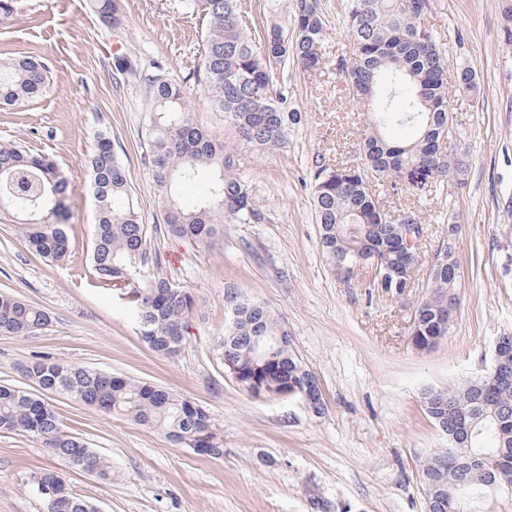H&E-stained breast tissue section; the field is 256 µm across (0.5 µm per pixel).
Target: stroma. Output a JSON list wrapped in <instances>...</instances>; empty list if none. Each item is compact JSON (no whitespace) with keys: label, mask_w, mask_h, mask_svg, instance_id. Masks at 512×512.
I'll return each instance as SVG.
<instances>
[{"label":"stroma","mask_w":512,"mask_h":512,"mask_svg":"<svg viewBox=\"0 0 512 512\" xmlns=\"http://www.w3.org/2000/svg\"><path fill=\"white\" fill-rule=\"evenodd\" d=\"M123 4L127 24L119 32L102 24L89 0H17L12 16L0 17V58L35 55L50 69L42 97L0 109V144L51 157L72 183L62 217L71 249L63 260L33 252L18 217L0 210V293L51 315L34 336L0 332V385L26 386L22 366L49 356L207 409L224 439L219 457L55 398L65 430L112 468L108 479L64 472L98 512H426L418 465L448 439L425 414L422 393L480 378L497 336L512 334V43L500 36L501 0H430L426 21L450 70H476L479 91L449 90L454 143L469 167L463 182L440 184L412 204L424 236L415 286L399 300L370 293L371 270L347 280L332 268L311 204L317 165L359 162L371 117L334 70L349 50L347 0H320L322 69L288 74L302 122L287 148L273 155L238 148L237 167L269 223L228 224L204 243L167 232L145 159V93L117 80L113 68L116 56L135 53L186 79L201 52V24L178 0ZM187 102L201 128L235 141L229 120L196 84H188ZM102 130L129 170L150 252L193 300L185 345L172 358L149 349L124 296L98 287L89 265L95 201L85 160ZM452 223L458 317L436 347L421 351L411 343L414 308ZM237 298L262 303L287 329L291 351L320 384L323 414L299 398L253 395L225 371L217 342ZM54 464L35 438L0 433V512H45L28 478Z\"/></svg>","instance_id":"35a3bbf8"}]
</instances>
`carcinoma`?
Here are the masks:
<instances>
[{"label": "carcinoma", "instance_id": "obj_1", "mask_svg": "<svg viewBox=\"0 0 512 512\" xmlns=\"http://www.w3.org/2000/svg\"><path fill=\"white\" fill-rule=\"evenodd\" d=\"M185 13L201 19L203 49L191 78L212 105L235 127L238 143H227L198 127L191 118L183 83L163 65L145 68L137 55L118 56L114 67L124 78L145 86L149 115L144 128L158 207L168 231L206 242L223 234L226 224H264L268 216L253 200L236 168L237 144L264 154L288 147L302 114L291 106L288 71L312 72L326 56V23L317 0H291L281 22L257 26L244 15L240 0H180ZM100 21L120 30L126 16L121 0H91ZM429 0H348L343 17L352 53L336 57V72L357 95L371 99L389 77L385 99L364 139L362 163L319 165L313 176V207L319 246L331 265L371 251L382 264L401 267V225L416 224L415 212L394 214L379 205L376 186L405 185L417 192L445 179L462 181L468 170L464 152L439 149L453 123L448 92V60L433 29L422 24ZM456 86L473 91L477 73L459 68ZM49 85V70L36 56L0 61V106L16 107L37 99ZM95 199L96 220L91 266L101 286L123 292L133 308L140 336L162 355H177L188 334L192 299L162 272L151 257L147 228L134 200L127 166L111 137L99 132L85 171ZM202 185L192 204L180 187ZM69 179L54 162L22 146L0 144V209L23 217L29 245L55 261L69 251L66 225L45 221L65 209ZM458 278L450 265L429 272L430 293L418 303L412 336L420 350L434 337L448 335L442 316L456 297ZM51 319L48 311L0 294V332L28 337ZM288 332L266 307L250 299L235 308L218 342L220 358L254 380L268 394L301 397L295 386L314 379L294 357ZM33 389L0 385V431L22 432L39 440L65 466L103 479L111 467L81 438L68 434L50 403L69 396L109 414L128 417L161 431L173 444L215 457L224 442L208 412L170 392L122 377L41 357L22 368ZM426 415L450 430L464 418L473 425L470 442L440 448L421 465L424 490L435 489L432 512H472L474 503H496L512 496V387L491 389L477 379L459 388L424 395ZM46 512H97L75 492L64 475L46 469L31 478Z\"/></svg>", "mask_w": 512, "mask_h": 512}]
</instances>
